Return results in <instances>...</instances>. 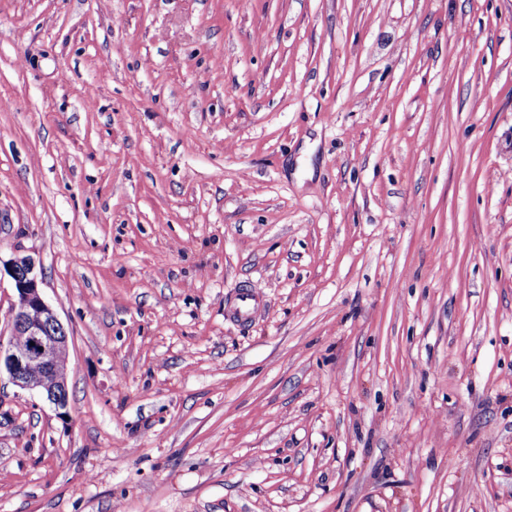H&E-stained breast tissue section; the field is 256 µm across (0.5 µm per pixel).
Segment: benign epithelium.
<instances>
[{
  "label": "benign epithelium",
  "instance_id": "1",
  "mask_svg": "<svg viewBox=\"0 0 512 512\" xmlns=\"http://www.w3.org/2000/svg\"><path fill=\"white\" fill-rule=\"evenodd\" d=\"M9 274L16 301L10 311V337L0 340V369L15 386L39 393L58 414L67 413L69 334L42 294L40 272L29 257L11 262Z\"/></svg>",
  "mask_w": 512,
  "mask_h": 512
}]
</instances>
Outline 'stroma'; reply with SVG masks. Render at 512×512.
Segmentation results:
<instances>
[{
	"label": "stroma",
	"mask_w": 512,
	"mask_h": 512,
	"mask_svg": "<svg viewBox=\"0 0 512 512\" xmlns=\"http://www.w3.org/2000/svg\"><path fill=\"white\" fill-rule=\"evenodd\" d=\"M19 257L0 512H512V0H0ZM9 274L16 301L10 311V337L6 343L0 340V373L4 368L15 386L39 393L59 415L67 414L69 334L43 297L41 273L34 260L14 259ZM17 336H24L25 342L17 343ZM62 357L65 370L60 364ZM33 364L39 366L37 374L31 371ZM264 309L261 289L250 288L236 294L227 309V316L240 324H247L259 317Z\"/></svg>",
	"instance_id": "1"
}]
</instances>
